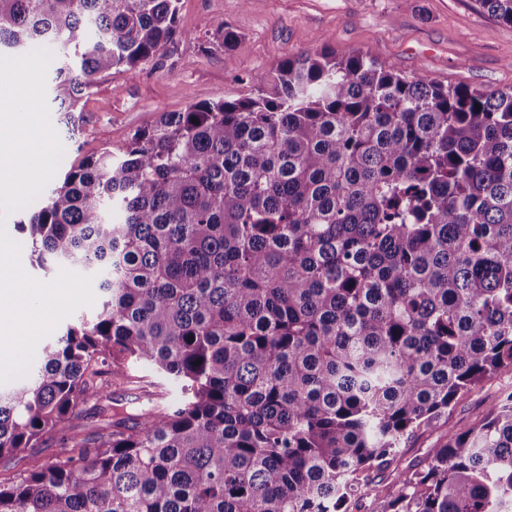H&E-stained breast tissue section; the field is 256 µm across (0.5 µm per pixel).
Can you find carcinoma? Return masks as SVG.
<instances>
[{
	"instance_id": "obj_1",
	"label": "carcinoma",
	"mask_w": 512,
	"mask_h": 512,
	"mask_svg": "<svg viewBox=\"0 0 512 512\" xmlns=\"http://www.w3.org/2000/svg\"><path fill=\"white\" fill-rule=\"evenodd\" d=\"M178 2L0 0V55L53 53L73 131L98 75L174 39ZM479 2L512 24V0ZM254 80L70 168L17 222L100 301L0 388V457L52 430L77 449L0 484V512H349L358 473L512 367V91L357 51ZM132 363L175 398L102 405ZM396 482L377 512H512V392Z\"/></svg>"
}]
</instances>
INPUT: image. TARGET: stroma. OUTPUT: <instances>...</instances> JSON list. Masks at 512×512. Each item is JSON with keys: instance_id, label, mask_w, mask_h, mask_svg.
<instances>
[{"instance_id": "obj_1", "label": "stroma", "mask_w": 512, "mask_h": 512, "mask_svg": "<svg viewBox=\"0 0 512 512\" xmlns=\"http://www.w3.org/2000/svg\"><path fill=\"white\" fill-rule=\"evenodd\" d=\"M224 26L239 35L228 53L214 39ZM178 27L179 36L163 56L96 78L81 102L75 133L57 124L64 146L60 170L100 154L105 145L126 146L137 129L183 111L189 102L256 96L253 76L298 53L358 51L407 77L512 89V25L477 0H262L254 8L243 0H180ZM103 129L108 139H101ZM509 392L512 367L463 393L436 425L409 436L398 451L397 468L364 474L363 492L350 512H375L396 489V469L419 463L434 444L481 421ZM62 452L60 432H48L40 447L0 458V482L10 483Z\"/></svg>"}]
</instances>
